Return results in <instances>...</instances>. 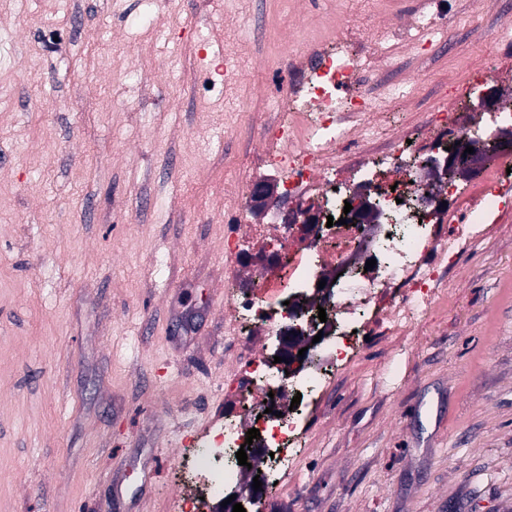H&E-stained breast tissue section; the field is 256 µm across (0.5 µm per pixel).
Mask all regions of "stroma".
<instances>
[{"mask_svg":"<svg viewBox=\"0 0 512 512\" xmlns=\"http://www.w3.org/2000/svg\"><path fill=\"white\" fill-rule=\"evenodd\" d=\"M345 177L463 106L512 49V0H447ZM362 0H0V512H177L224 395L238 311L224 241L269 246L241 207L272 66ZM406 335L369 332L304 421L268 512H512V208L449 265Z\"/></svg>","mask_w":512,"mask_h":512,"instance_id":"35a3bbf8","label":"stroma"}]
</instances>
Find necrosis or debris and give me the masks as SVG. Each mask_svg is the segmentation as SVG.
Here are the masks:
<instances>
[{"instance_id":"necrosis-or-debris-1","label":"necrosis or debris","mask_w":512,"mask_h":512,"mask_svg":"<svg viewBox=\"0 0 512 512\" xmlns=\"http://www.w3.org/2000/svg\"><path fill=\"white\" fill-rule=\"evenodd\" d=\"M436 25L433 18L409 23L398 34L365 20L341 27L332 43L315 40L307 56H290L291 78L272 101L279 117L268 128L264 162L280 176L285 200L318 199V222L276 225L269 273L243 298L242 307L248 324L263 328L276 346L285 345L292 324L320 340L310 361L294 369L229 341L227 354L236 367L224 388L237 397L240 410L200 433L204 453L192 463L196 491L179 512H205L208 502L233 491L263 503L267 490L295 466L302 421L319 401L329 368L357 356L368 323L396 331L426 311L442 271L468 240L485 235L502 197L512 193L503 175L512 158L493 156L477 204L464 214L456 235L445 240L436 225L456 193L448 189L442 198L420 204L426 192L421 161L409 158L406 141L391 143L372 165L359 168L357 178L340 177L339 149L362 137L369 113L380 105L367 74L390 54L396 38L410 44ZM364 192L376 206L377 223L343 224L345 204ZM370 259L375 265L369 269ZM322 280L328 286L319 295L315 288ZM305 296L310 304L296 311L295 302ZM296 394L301 402L294 409L288 399ZM251 428L260 431L251 440L254 447L272 455L261 490L242 483L236 458Z\"/></svg>"}]
</instances>
